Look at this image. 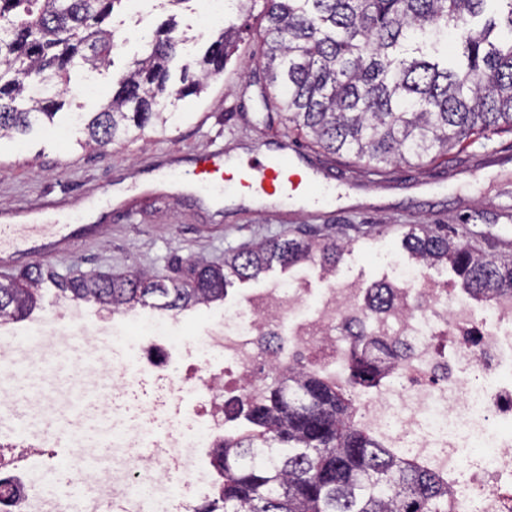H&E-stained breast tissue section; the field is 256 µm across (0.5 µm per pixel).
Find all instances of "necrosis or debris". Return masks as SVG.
<instances>
[{
  "mask_svg": "<svg viewBox=\"0 0 512 512\" xmlns=\"http://www.w3.org/2000/svg\"><path fill=\"white\" fill-rule=\"evenodd\" d=\"M393 283L389 304L377 313L367 307L366 289L335 275L317 295L295 278L255 293L241 309L208 305L202 317L58 306L60 323L88 343L120 339L131 326L139 330L129 359L81 358L77 379L111 375L118 394L150 378L168 399L190 403L186 425L158 437L117 424L103 437L105 447L154 450L113 469V512H212L223 477L206 466L203 451L224 440L226 394L257 396L266 371L312 360L346 384L360 333L396 349L398 358L383 382L361 395L359 420L390 447L442 467L457 512H512V295L477 303L404 264ZM188 326L208 355L204 364L182 357ZM0 446L11 452L0 462V512H75L72 496L43 500L33 490L32 465L57 455L44 429L23 423L0 431ZM177 448L190 449L189 460L174 456Z\"/></svg>",
  "mask_w": 512,
  "mask_h": 512,
  "instance_id": "1",
  "label": "necrosis or debris"
}]
</instances>
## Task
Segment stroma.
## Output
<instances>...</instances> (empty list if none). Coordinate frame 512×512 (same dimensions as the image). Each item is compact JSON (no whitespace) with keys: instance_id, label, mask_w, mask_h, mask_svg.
Masks as SVG:
<instances>
[{"instance_id":"35a3bbf8","label":"stroma","mask_w":512,"mask_h":512,"mask_svg":"<svg viewBox=\"0 0 512 512\" xmlns=\"http://www.w3.org/2000/svg\"><path fill=\"white\" fill-rule=\"evenodd\" d=\"M205 8L204 0H185L175 9L166 0H144L141 14L114 16L109 25L116 30L120 47L111 65L93 76L98 95L84 94V80L76 78L65 96V112L54 125L19 140L0 141V209L38 207L42 223L58 224L66 214L111 195L117 185H124L126 191L121 204L99 216L98 233L75 239L63 252L48 250L36 258L26 257L24 269L38 262L61 274L144 270L179 280L196 262H220L225 254L272 238L303 234L321 240L337 235L349 244L338 275L369 287L392 280L387 258L404 257L401 240L415 224L470 228L475 247L490 253L512 252V133L475 139L465 150L470 157L466 163L453 152L421 167L402 163L384 175L370 173L349 156L327 153L289 130L282 116L264 105L266 78L256 52L266 20L258 9L232 15L242 39L223 73L209 80L200 94L168 103V111L181 113L180 121L146 129L139 137L102 150L84 147L83 131L68 125L65 113L98 111L111 93L116 73L140 53L141 33L155 30L171 15L184 35L171 65L172 74H179L222 27L218 21L199 23ZM282 137L295 141L316 168L336 175L337 190L352 193V203L332 204L315 213L284 205L242 204L214 212L193 194L140 183L159 163L185 165L192 155L216 148L252 152ZM298 276L304 277L312 293L325 286L319 264L285 270L276 265L258 279L235 282L224 303L242 305L259 289ZM45 384L61 385L62 390L31 411V418L57 429L75 425L84 451H97L103 416L83 419L73 413L83 393L81 383L70 379L62 385L51 377ZM154 400L151 385H143L127 398L118 420L156 428L172 424V407L155 406Z\"/></svg>"}]
</instances>
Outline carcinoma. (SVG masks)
Returning a JSON list of instances; mask_svg holds the SVG:
<instances>
[{
  "label": "carcinoma",
  "instance_id": "carcinoma-1",
  "mask_svg": "<svg viewBox=\"0 0 512 512\" xmlns=\"http://www.w3.org/2000/svg\"><path fill=\"white\" fill-rule=\"evenodd\" d=\"M127 0H0V139L53 122L71 72L111 63L117 32L106 21ZM258 56L266 107L331 154H347L383 175L398 162L422 165L488 132L512 133V0H264ZM230 23L202 57L171 82L181 36L175 20L147 38L115 76L97 112L80 116L87 144L103 148L175 113L162 97L199 94L221 74L234 46ZM453 42H448V35ZM448 224H419L402 245L421 266L446 263L474 300L512 292V255H489L459 241ZM347 243L276 238L188 268L190 285L148 272L60 275L39 268L26 282L0 283V319L27 316L49 282L76 300L114 310L182 311L224 300L234 281L278 264L317 259L336 271ZM373 285L369 305L388 300ZM345 387L322 372L285 367L238 404L243 427L224 434L223 512H454L448 475L401 455L357 418L355 391L380 383L392 353L363 336Z\"/></svg>",
  "mask_w": 512,
  "mask_h": 512
}]
</instances>
